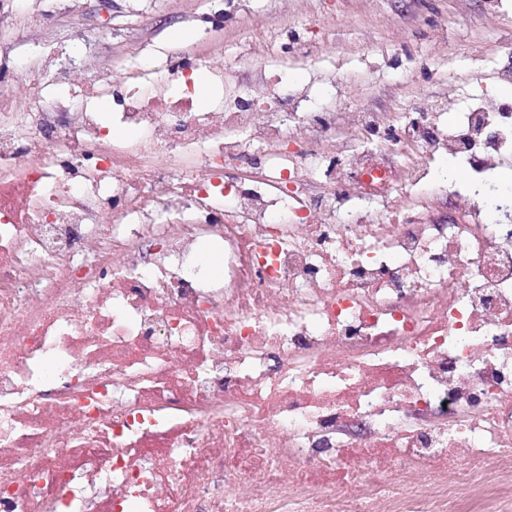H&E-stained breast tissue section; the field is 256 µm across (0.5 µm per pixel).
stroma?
I'll use <instances>...</instances> for the list:
<instances>
[{
  "label": "stroma",
  "instance_id": "obj_1",
  "mask_svg": "<svg viewBox=\"0 0 512 512\" xmlns=\"http://www.w3.org/2000/svg\"><path fill=\"white\" fill-rule=\"evenodd\" d=\"M84 38L72 45L61 22L38 36L18 39L0 30L20 66L81 71L89 63L117 67L151 59L164 61L182 49L203 55L209 68H230L226 98L260 77L251 58L267 56L273 68L309 87L313 109L400 114L407 103L451 98L452 110L466 108L472 95L491 91L512 104V84L492 74L512 62V0H244L234 16L217 19L218 0H142L133 12L126 0L99 10L95 0H75ZM185 33V43L169 38ZM448 164H431L430 181L415 196L445 209L456 190L470 182L443 180Z\"/></svg>",
  "mask_w": 512,
  "mask_h": 512
}]
</instances>
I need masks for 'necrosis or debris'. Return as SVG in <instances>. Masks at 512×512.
Masks as SVG:
<instances>
[{
  "mask_svg": "<svg viewBox=\"0 0 512 512\" xmlns=\"http://www.w3.org/2000/svg\"><path fill=\"white\" fill-rule=\"evenodd\" d=\"M202 65H89L68 112V71L0 84V512L512 505V222L410 193L418 152L512 165V113L355 110L310 141L278 79L228 99L213 71L196 108ZM241 163L261 171L226 182ZM357 186L390 205L353 210ZM205 239L220 276L195 267Z\"/></svg>",
  "mask_w": 512,
  "mask_h": 512,
  "instance_id": "1",
  "label": "necrosis or debris"
}]
</instances>
